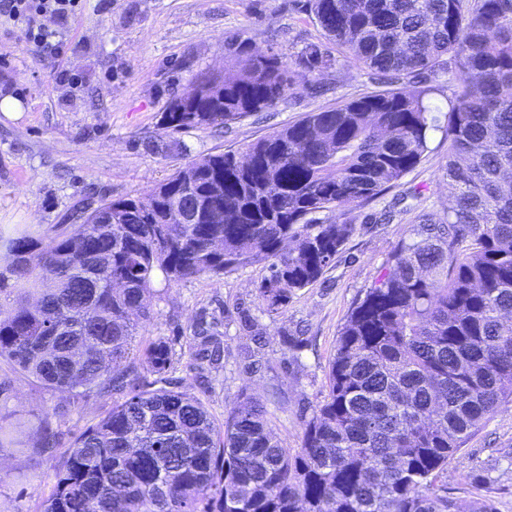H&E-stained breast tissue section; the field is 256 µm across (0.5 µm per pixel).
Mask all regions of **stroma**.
<instances>
[{"label":"stroma","instance_id":"1","mask_svg":"<svg viewBox=\"0 0 512 512\" xmlns=\"http://www.w3.org/2000/svg\"><path fill=\"white\" fill-rule=\"evenodd\" d=\"M66 50L50 54L19 32L0 27V99L22 108L0 112V233L26 226L42 241L64 232L74 205L94 198L144 195L188 161L240 152L307 113L381 90L372 71L338 55L332 69L312 77L300 63L309 44L324 43L306 0H81L60 31ZM239 36L278 54L292 84L285 100L220 129L163 127L168 103L202 72L227 67L224 42ZM448 140L430 134L429 150L399 186L361 206L322 212L318 221H363L312 286L298 291L279 314L264 312L258 287L266 275L255 263L227 273L184 279L162 288L141 339L169 342L174 377L201 394L224 419L240 393L264 402L267 417L290 450L302 423L328 390L339 332L391 258L399 241L415 239L422 215L444 214ZM249 312L265 346L245 358L239 327ZM216 323L224 366L209 369L190 338L199 320ZM112 395L47 390L0 362V421H49L54 446L29 433L23 445L0 447V512H40L53 473L76 436L111 409ZM449 496L488 499L512 512V403L505 404L448 462Z\"/></svg>","mask_w":512,"mask_h":512}]
</instances>
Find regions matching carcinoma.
Masks as SVG:
<instances>
[{
  "label": "carcinoma",
  "mask_w": 512,
  "mask_h": 512,
  "mask_svg": "<svg viewBox=\"0 0 512 512\" xmlns=\"http://www.w3.org/2000/svg\"><path fill=\"white\" fill-rule=\"evenodd\" d=\"M336 51L394 83L455 59L461 83L445 114L444 181L454 205L401 241L336 341L328 393L292 453L251 397L224 420L171 376L166 341L136 342L155 280L221 278L264 263L259 297L278 314L316 283L357 217L312 215L368 203L397 187L428 150V90L389 89L309 112L234 153L180 167L148 195L105 202L123 224L82 212L41 244L25 227L1 239L0 360L51 390L121 399L81 433L56 468L42 512H495L442 485L448 460L512 402V0H307ZM230 68L173 99L164 128L227 126L273 109L288 66L224 42ZM311 74L335 65L313 44ZM201 115L197 122L186 114ZM224 202V223L169 224ZM240 330L262 348L251 315ZM194 346L214 365L207 328Z\"/></svg>",
  "instance_id": "carcinoma-1"
}]
</instances>
